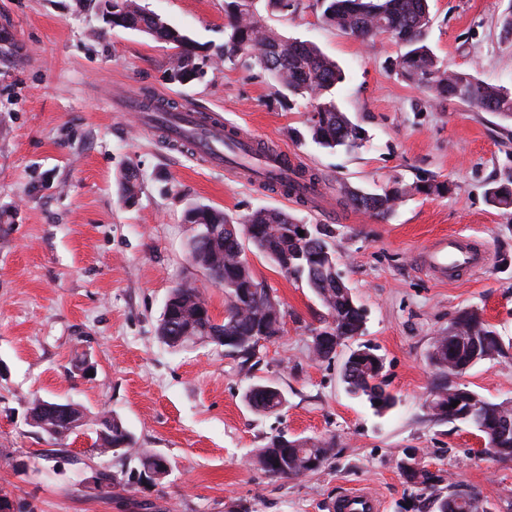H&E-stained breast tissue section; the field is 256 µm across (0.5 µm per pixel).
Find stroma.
Returning a JSON list of instances; mask_svg holds the SVG:
<instances>
[{
    "instance_id": "obj_1",
    "label": "stroma",
    "mask_w": 512,
    "mask_h": 512,
    "mask_svg": "<svg viewBox=\"0 0 512 512\" xmlns=\"http://www.w3.org/2000/svg\"><path fill=\"white\" fill-rule=\"evenodd\" d=\"M149 10L214 49L224 43V0H143ZM319 0L289 10L261 7L268 28L311 41L343 68L334 96L366 132L359 149L323 150L307 135L311 107L277 93L252 59L170 83L168 44L110 28L98 0H0V491L13 512H332L357 489L380 512H436L449 483L481 491L485 512H512V461L481 451L477 431L435 419L427 405L438 373L436 336L477 311L512 340V209L487 190L512 180V120L455 102H434L396 75L402 51L381 36L363 41L327 25ZM512 0H431L426 41L447 66L512 89V38L501 20ZM136 95L220 114L262 143L282 147L319 180L332 205L293 201L244 176L207 167L192 150L163 143L115 101ZM141 189L125 199L121 176ZM443 183L381 219L343 201L340 184L379 193L394 182ZM195 205L243 215L282 209L331 230L338 268L366 314L363 335L335 357H313L310 333L325 310L305 283L285 276L253 247L259 282L278 298L284 331L243 367L222 346L175 351L156 334L172 288H202L216 320L224 291L188 255ZM460 234L483 242L486 269L444 283L420 252ZM375 346L396 405L377 413L342 380L351 350ZM269 382L286 399L260 415L242 395ZM493 402L512 399V350L462 379ZM106 411L131 432L122 456L98 454L93 426L61 442L32 427L33 399ZM316 437L335 447L316 473L268 477L252 463L270 437ZM163 454V479L107 491L108 473L128 478L136 451ZM415 449L430 487L407 482L400 462Z\"/></svg>"
}]
</instances>
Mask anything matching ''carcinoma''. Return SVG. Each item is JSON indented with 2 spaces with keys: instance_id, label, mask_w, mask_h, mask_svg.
<instances>
[{
  "instance_id": "1",
  "label": "carcinoma",
  "mask_w": 512,
  "mask_h": 512,
  "mask_svg": "<svg viewBox=\"0 0 512 512\" xmlns=\"http://www.w3.org/2000/svg\"><path fill=\"white\" fill-rule=\"evenodd\" d=\"M259 0H225L227 22L224 24V48L212 54L185 33L152 12L141 0H112V28L141 32L156 40L174 45L168 67L170 79L183 84L200 80L206 75L204 66L233 62L247 54L264 68L277 87V92L306 100L312 107L308 134L320 148L335 151L339 148L354 149L366 139L364 129L354 123L332 98V89L343 82L344 74L337 62L324 54L316 45L293 38H286L268 29L257 8ZM325 21L341 31L362 40L386 35L404 48L397 58L394 70L403 80L426 88L433 101H457L474 106L482 112H492L512 119V91L504 86L488 83L467 70L444 66L426 43L425 33L430 22L428 0H322ZM315 186L318 179L313 174L288 165V179L280 182L279 189L293 195L305 185ZM125 198L136 197L139 177L134 171L122 176ZM444 189L442 184L395 183L381 193L359 200L356 190L341 188L344 201L372 215L387 218L416 193L431 194ZM488 200L496 207H512V188L503 183L488 189ZM205 224H213L220 233L213 236L196 235L189 243L191 260L207 265L213 284L224 289V320L216 321L208 301L197 286L185 282L172 289L174 298L172 321L160 320L157 333L161 341L172 349H179L198 342H210L224 347L247 363L256 357L258 335L255 328L265 327L266 335L276 336L281 331L283 312L277 300L270 298L268 290L256 280L249 263L225 246L231 235L241 236L245 227L257 234L254 245L269 259L287 256L291 259L288 275L306 282L319 297L327 315L332 319L338 336H361L365 320L353 308L346 294L336 286V281L325 271L319 259L322 249H327L331 260H336L335 250L329 243V231L318 226L314 229L315 244L298 246L282 233V225L293 224L296 219L283 211L258 209L251 213L230 217L220 209L211 208L201 213ZM491 332V325L478 313L467 311L456 318L449 335L434 339L432 348L441 351V361L434 367L442 376L432 392L430 410L440 421H457L459 413L448 405V370L462 375L480 362L476 357L471 337ZM343 376L368 401L383 403L390 408L393 396L376 383L377 371L370 361L359 363ZM247 406L255 413L274 412L273 393L263 383H253L244 391ZM472 415L466 422L482 427L487 441L486 453L504 461H512V436L506 440L496 437V425L504 418H512V401L492 402L477 397ZM28 415L33 427L46 435L64 440L76 430L87 425V415L80 405L73 408L70 421L55 419L46 410V401L32 400ZM95 449L100 455H123L129 449L132 437L117 416L104 414L95 418ZM333 444L321 439H295L283 447L278 437H272L255 454L254 464L273 478H293L320 470L328 460ZM161 454L142 449L138 456L139 473L157 465Z\"/></svg>"
}]
</instances>
